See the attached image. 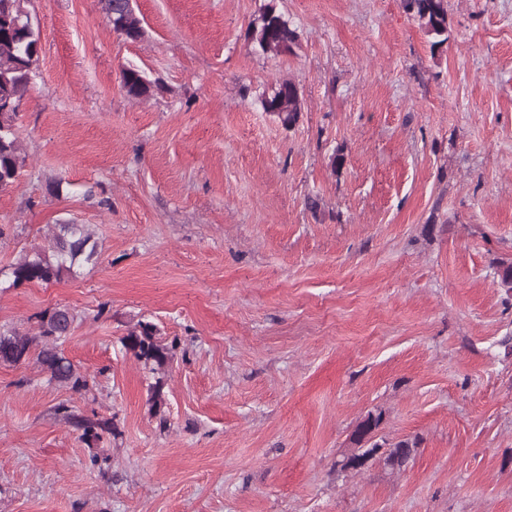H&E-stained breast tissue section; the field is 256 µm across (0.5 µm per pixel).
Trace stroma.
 <instances>
[{
    "label": "stroma",
    "instance_id": "obj_1",
    "mask_svg": "<svg viewBox=\"0 0 512 512\" xmlns=\"http://www.w3.org/2000/svg\"><path fill=\"white\" fill-rule=\"evenodd\" d=\"M266 2L135 0L128 43L97 0H34L0 327L74 309L63 348L94 387L0 364V512H512V292L495 275L512 260V0H448L435 53L402 0H276L299 43L275 56L246 40ZM128 66L158 82L149 98L126 94ZM284 78L307 102L289 130L260 103ZM64 219L92 225L96 263L13 286ZM141 319L178 341L165 432L118 343ZM61 402L115 416L107 467ZM377 409L380 436L419 447L398 470H339Z\"/></svg>",
    "mask_w": 512,
    "mask_h": 512
}]
</instances>
